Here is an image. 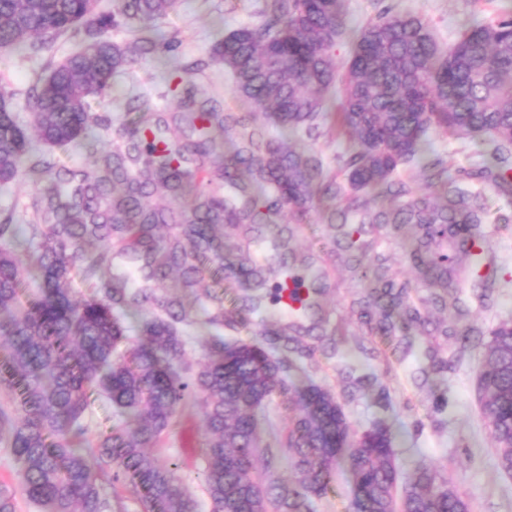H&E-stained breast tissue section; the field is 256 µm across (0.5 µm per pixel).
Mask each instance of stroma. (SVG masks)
Returning <instances> with one entry per match:
<instances>
[{
	"mask_svg": "<svg viewBox=\"0 0 512 512\" xmlns=\"http://www.w3.org/2000/svg\"><path fill=\"white\" fill-rule=\"evenodd\" d=\"M261 0H176L175 8L160 27L176 44L173 53H162L117 72L109 94L95 104L94 113L111 120L100 134L101 147L125 146L124 125L133 118L129 103L170 119L179 110L182 91L201 85L223 111L236 112L257 125L266 124L263 113L252 109L236 94L231 76L211 48L225 33L258 23ZM423 16L442 45H452L459 27L495 17L512 8V0H348L351 27H360L383 9ZM81 39L62 35L29 53L0 51V89L12 94L23 123H30L26 93L39 77L70 55L79 52ZM44 188L43 182L20 179L0 186V216L32 220L31 202ZM488 218L481 231L488 245L487 263L471 268L465 252L454 251L462 268L450 295L457 307L434 304V289L424 287L422 270L411 264L407 249L419 235L411 224L400 231L370 224L359 227L353 240L344 239L321 208H314L305 223L292 225L287 250L273 249L270 239L277 227L266 226L263 241H255L252 225H227L217 229L215 251L224 259L223 277H204L200 288H220L224 305L242 309L244 288L238 269L245 259L265 253L271 264L308 259L323 273V292L315 314L300 316L309 327L304 344L315 353L307 361L308 378L329 389L343 405L352 437H359L376 423L386 424L400 454L401 467L412 473L420 463L440 468L450 478L472 512H512V476L496 464L494 443L485 428L475 385L481 367V344L502 318H512V197L494 187L485 189ZM385 263L389 276L407 283L409 300L418 306L425 325L399 327L393 335L372 333L362 318L374 272ZM447 327L437 336L434 325ZM473 328L475 344L459 349L454 332ZM435 347L446 368L429 370L426 347ZM204 431L199 409L180 414L177 426L151 448L150 457L172 458L178 475L192 490H199V472L204 465Z\"/></svg>",
	"mask_w": 512,
	"mask_h": 512,
	"instance_id": "stroma-1",
	"label": "stroma"
}]
</instances>
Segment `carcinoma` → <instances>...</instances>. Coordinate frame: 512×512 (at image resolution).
Here are the masks:
<instances>
[{"label": "carcinoma", "mask_w": 512, "mask_h": 512, "mask_svg": "<svg viewBox=\"0 0 512 512\" xmlns=\"http://www.w3.org/2000/svg\"><path fill=\"white\" fill-rule=\"evenodd\" d=\"M175 0H118L116 12L97 14L93 0H0V51H27L35 40L73 32L92 46L51 67L31 88L32 123L19 121L12 97L0 98V185L16 181L23 164L35 178L51 175L33 203L35 223L0 224V445L23 469L20 489L0 485V512H19L17 494L38 512H113L123 508L105 489L131 487L143 512H200L176 475L178 465L149 461L155 445L196 404L206 436L203 487L209 512H314L336 472L347 473L349 512H470V504L437 467L422 463L404 486L391 434L381 426L347 444L348 422L324 388L288 380L304 372L292 326L275 332L279 354L258 341L228 343L206 337L205 363L188 362L185 329L191 314L162 293L171 271L193 288L201 258L224 224H276L284 212L297 223L317 196L344 198L338 224H415L421 235L412 259L441 287L459 276L445 242L469 246L475 264L486 260L480 224L484 188L512 193V11L464 28L454 45L440 47L420 15L385 8L359 31L348 25L344 0H263L259 23L234 29L212 47L237 94L292 134L310 137L327 111V94L342 82L337 105L350 147L340 157L348 186L324 172L322 159L288 140L269 138L233 113L195 106L187 93L180 121L197 139L171 145L156 138L151 115L137 112L126 149L101 157L77 184L71 172L34 153V144L65 146L97 138L108 118L90 100L112 87V74L165 44L156 21ZM133 25L140 35L119 45L105 32ZM352 50L338 77L335 49L344 36ZM240 128L232 151L210 174L227 194L198 196L182 208L157 207L155 195L177 197L207 172L214 154L206 130ZM444 128L484 145L478 167L451 172L429 151V132ZM409 168L442 182L441 203L410 201L396 177ZM390 201L376 209L357 193ZM176 230L166 240L155 230ZM94 288L76 300L73 274ZM256 289L273 288L272 304L293 287L301 311L318 294L313 281L284 265L244 271ZM408 284L375 275L374 292L390 298L408 323L422 322L404 302ZM207 319L224 325V294L206 293ZM139 316L128 335L117 313ZM482 418L498 467L512 475V321L484 344ZM106 397L123 424L88 441L90 398ZM274 394L296 405L288 433L260 446L261 425L251 406ZM290 479L278 478L281 448Z\"/></svg>", "instance_id": "cac0c4a2"}]
</instances>
